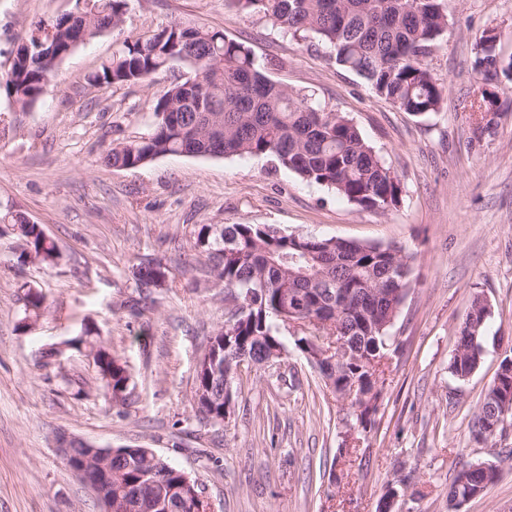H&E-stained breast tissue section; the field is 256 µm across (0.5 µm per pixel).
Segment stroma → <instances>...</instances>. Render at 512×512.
Here are the masks:
<instances>
[{
    "label": "stroma",
    "mask_w": 512,
    "mask_h": 512,
    "mask_svg": "<svg viewBox=\"0 0 512 512\" xmlns=\"http://www.w3.org/2000/svg\"><path fill=\"white\" fill-rule=\"evenodd\" d=\"M81 0H0V73L32 22L81 11ZM178 23L246 42L276 83L346 114L398 177L386 212L360 210L267 156H161L137 169L104 157L147 136L163 89L191 76L182 63L153 80L94 86L90 76L124 41ZM512 54V0H450L448 31L426 63L445 88L430 118L408 114L337 65L317 38L297 41L225 0H128L124 23L79 46L39 100L16 107L0 91V210L18 209L56 244L58 266L21 264L23 243L0 224V512H100L55 443L141 446L184 470L211 512H448L447 491L468 465H496V482L461 512H512V462L476 444L471 420L512 355V82H489L488 128L467 105L481 81L476 43L488 29ZM199 224H268L285 233L395 245L414 257L412 287L376 375L371 429L295 345L284 324L278 363L236 377L223 422L202 420L196 370L232 307L192 264ZM155 259L169 285L140 297L133 264ZM43 296L22 327L24 285ZM487 298L480 367L448 372L473 295ZM93 327L130 377L125 404L100 387L84 348ZM66 349L54 362L41 353Z\"/></svg>",
    "instance_id": "obj_1"
}]
</instances>
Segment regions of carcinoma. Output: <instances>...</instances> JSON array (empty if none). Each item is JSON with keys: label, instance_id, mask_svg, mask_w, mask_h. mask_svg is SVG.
<instances>
[{"label": "carcinoma", "instance_id": "1", "mask_svg": "<svg viewBox=\"0 0 512 512\" xmlns=\"http://www.w3.org/2000/svg\"><path fill=\"white\" fill-rule=\"evenodd\" d=\"M236 9L264 15L295 40L314 35L333 48L336 63L350 70L373 92L399 109L422 119L440 111L444 87L426 59L447 28L444 0H228ZM92 10L70 26L64 19L40 21L27 46L17 50L10 69L0 74L12 102L26 109L37 102L60 63L79 45L124 22L127 0H91ZM176 62L203 74L205 88L186 80L170 85L155 106L157 121L147 137L113 147L106 161L118 168H136L157 157L190 149L197 156L266 155L301 178L326 185L363 210L386 211L400 202L399 180L357 126L341 112H327L305 95L273 82L253 49L229 39L220 30L171 24L148 38L125 41L112 59L90 78L96 85L146 82ZM475 68L488 80L499 68L496 53L479 45ZM180 112L185 125L163 114ZM0 224L12 227L25 242L19 261L36 259L53 266L60 256L40 225L19 210L0 212ZM193 249L200 271L222 283L235 301L246 303L247 318L220 328L210 342L219 359L237 363L245 356L263 362L272 350H284L278 323L288 307L299 310L317 334L301 336L295 345L304 353L322 347L328 336L343 337L347 351L330 368L317 366L338 395L350 385L368 402L379 392L366 360L383 354L389 328L411 287V257L402 249L357 243L348 248L334 238H296L266 224H199ZM167 268L153 260L132 266L139 289L158 288ZM22 326L40 315L43 297L28 287L23 297ZM485 298L475 295L459 331L448 370L464 380L480 365L487 322ZM75 342L98 353L95 366L106 396L125 400L130 377L112 352L87 329ZM200 387L215 397L200 413L224 415L223 376L203 374ZM512 407V365L500 363L472 419L474 440L497 446L505 429L487 433L504 405ZM112 512H166L171 492L181 493L183 471L162 462L147 463V449L119 448L112 459ZM498 477L492 465L460 470L448 488V501L482 494Z\"/></svg>", "mask_w": 512, "mask_h": 512}]
</instances>
